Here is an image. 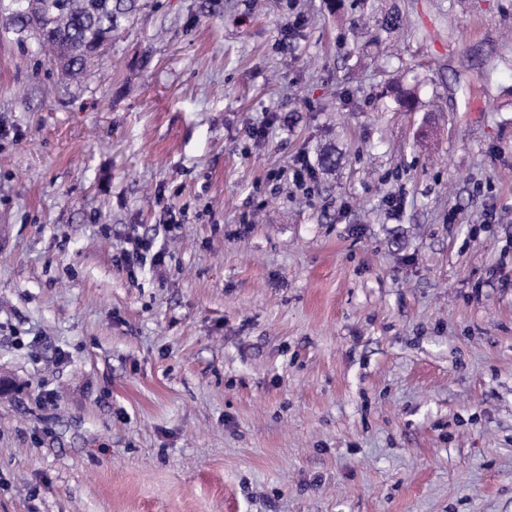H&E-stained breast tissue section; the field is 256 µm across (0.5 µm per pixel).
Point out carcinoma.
Segmentation results:
<instances>
[{"label":"carcinoma","instance_id":"cac0c4a2","mask_svg":"<svg viewBox=\"0 0 512 512\" xmlns=\"http://www.w3.org/2000/svg\"><path fill=\"white\" fill-rule=\"evenodd\" d=\"M5 15L8 28L17 40H28L48 51L52 58L66 59L64 73L75 77L103 64L95 47L112 33L134 24L139 0H41L38 11L27 9V0H9ZM404 15L397 9L377 16L376 30L387 35L404 26ZM395 101L407 112L416 108L415 93L403 87L392 88Z\"/></svg>","mask_w":512,"mask_h":512}]
</instances>
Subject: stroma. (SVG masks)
Listing matches in <instances>:
<instances>
[{
  "label": "stroma",
  "instance_id": "stroma-1",
  "mask_svg": "<svg viewBox=\"0 0 512 512\" xmlns=\"http://www.w3.org/2000/svg\"><path fill=\"white\" fill-rule=\"evenodd\" d=\"M388 2L0 29V512H512V0ZM5 22L17 40H30L48 51L53 61L66 59L63 72L69 77L83 75L103 64L95 47L112 33L134 24L139 0H8ZM129 248L123 249L122 253L116 258L115 265L128 276H135V268L147 260V255L152 250L150 241L140 237H131L128 240Z\"/></svg>",
  "mask_w": 512,
  "mask_h": 512
}]
</instances>
